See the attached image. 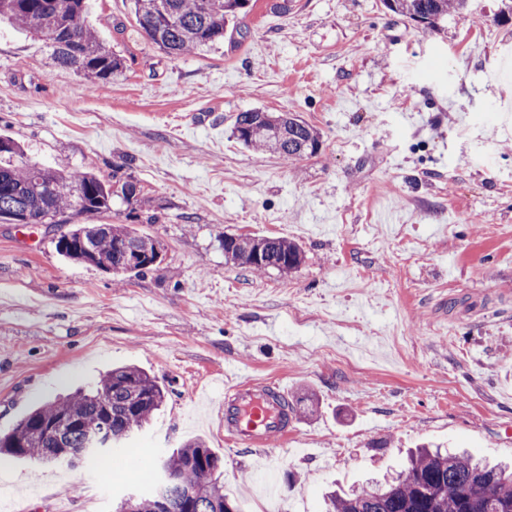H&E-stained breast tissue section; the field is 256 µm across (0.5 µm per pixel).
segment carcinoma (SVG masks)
<instances>
[{
    "label": "carcinoma",
    "mask_w": 512,
    "mask_h": 512,
    "mask_svg": "<svg viewBox=\"0 0 512 512\" xmlns=\"http://www.w3.org/2000/svg\"><path fill=\"white\" fill-rule=\"evenodd\" d=\"M251 0H132L142 37L172 58L205 51L224 40V28L250 8ZM386 8L435 27L467 0H383ZM85 0H0V21L45 40L52 66L92 79L118 76L122 57L108 49L84 21ZM236 139L245 147L269 151L286 161L314 157L317 132L295 115L251 109L236 114ZM0 216L22 224H68L70 216H105L112 198L140 202L137 182L110 184L90 172H64L30 162L19 146L0 138ZM59 252L113 275L151 270L159 242L126 224H75L60 234ZM142 264L131 266L126 254ZM224 256L253 273H289L299 267V246L281 237L224 236ZM166 398L165 389L132 365L109 371L89 391L44 403L0 435V455L35 464L64 461L60 448H89L96 438L121 447L134 430L150 423ZM220 458L199 440L186 442L161 462L167 480L160 489L167 512H225L231 501L215 477ZM327 512H512V469L490 465L467 453L420 448L407 466L384 481H371L345 493L330 492Z\"/></svg>",
    "instance_id": "obj_1"
}]
</instances>
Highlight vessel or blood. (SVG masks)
<instances>
[{
    "label": "vessel or blood",
    "mask_w": 512,
    "mask_h": 512,
    "mask_svg": "<svg viewBox=\"0 0 512 512\" xmlns=\"http://www.w3.org/2000/svg\"><path fill=\"white\" fill-rule=\"evenodd\" d=\"M286 387L269 386L250 379L239 380L224 390L220 404L226 441L257 449L260 456L275 461L271 438H288L293 433L288 419Z\"/></svg>",
    "instance_id": "obj_1"
}]
</instances>
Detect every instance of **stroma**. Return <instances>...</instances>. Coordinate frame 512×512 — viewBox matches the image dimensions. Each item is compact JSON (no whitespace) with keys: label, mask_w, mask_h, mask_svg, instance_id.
I'll return each mask as SVG.
<instances>
[{"label":"stroma","mask_w":512,"mask_h":512,"mask_svg":"<svg viewBox=\"0 0 512 512\" xmlns=\"http://www.w3.org/2000/svg\"><path fill=\"white\" fill-rule=\"evenodd\" d=\"M470 0L426 29L382 0H252L220 48L172 59L138 33L131 0H87L86 23L126 71L88 80L44 42L0 28V136L39 165L136 181L144 205L106 220L162 245L117 279L61 255L58 226L0 222V433L112 367L155 377L166 402L110 488L0 459L19 512H113L147 493L155 460L202 439L240 512H325L343 488L429 445L512 461V21ZM480 40H470V33ZM497 106L499 118L485 113ZM290 112L317 156L243 147L236 113ZM83 215V224L105 220ZM283 237L300 267L262 276L225 236ZM286 384L296 434L258 475L224 440V380Z\"/></svg>","instance_id":"stroma-1"}]
</instances>
